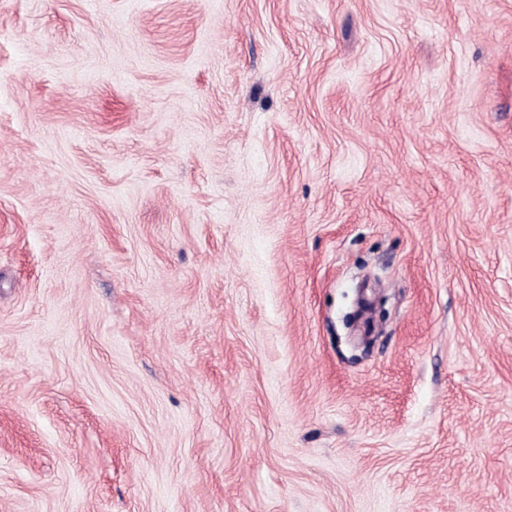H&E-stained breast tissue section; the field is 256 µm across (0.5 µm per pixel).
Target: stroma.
Listing matches in <instances>:
<instances>
[{
  "instance_id": "35a3bbf8",
  "label": "stroma",
  "mask_w": 512,
  "mask_h": 512,
  "mask_svg": "<svg viewBox=\"0 0 512 512\" xmlns=\"http://www.w3.org/2000/svg\"><path fill=\"white\" fill-rule=\"evenodd\" d=\"M0 512H512V0H0Z\"/></svg>"
}]
</instances>
